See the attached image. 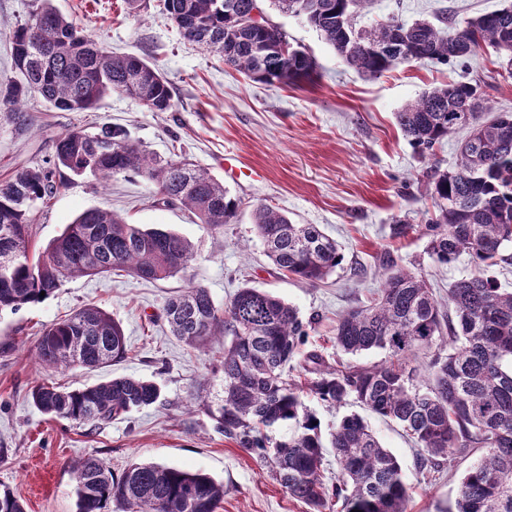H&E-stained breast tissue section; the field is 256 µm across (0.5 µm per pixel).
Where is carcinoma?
I'll use <instances>...</instances> for the list:
<instances>
[{
  "label": "carcinoma",
  "mask_w": 512,
  "mask_h": 512,
  "mask_svg": "<svg viewBox=\"0 0 512 512\" xmlns=\"http://www.w3.org/2000/svg\"><path fill=\"white\" fill-rule=\"evenodd\" d=\"M280 11L302 16L337 54L364 75L377 77L421 61L469 58L485 46L512 66V3L467 19L394 18L366 29L353 18L369 0H271ZM258 0H165L183 37L215 52L224 64L254 82L294 85L317 74L315 60L288 43L275 26L252 24ZM20 79L0 83V102L12 121L29 125L19 107L41 96L64 112H85L116 92L152 112L174 103L163 72L132 54L116 55L83 34L52 0H35L14 33ZM480 84L448 83L423 92L396 113L420 153L462 128L454 167L431 173L430 195L439 215L420 226L428 254L450 264L466 256L476 272L448 287V310L426 280L386 254L378 298L336 321V350L358 355L383 350L376 366L329 363L305 348L314 320L274 293L246 285L224 311L207 288L190 285L173 296L164 316L174 336L196 347L224 335V404L210 411L224 438L247 448L270 469L288 495L308 512H406L409 487L401 465L363 418L344 417L325 441L317 417L302 402L301 388L284 377L294 363L313 375L311 390L333 405L356 401L398 424L417 447L420 470L435 473L450 456L480 457L461 478L455 512H512V291L489 270L512 267V113L483 121ZM64 169L100 183L128 172L155 182L167 202L209 226L228 224L238 204L206 169L163 159L130 140L120 126L75 129L57 137L48 167L15 172L0 183V313L49 298L66 282L112 272L167 280L190 267L194 245L166 229L130 224L103 208L81 212L40 253L30 258L36 203L48 204L56 172ZM253 224L276 270L316 283L343 260L336 241L317 224H297L261 204ZM424 354L417 361V353ZM44 369H91L127 355L124 331L100 306L89 303L47 327L35 347ZM147 379L115 377L97 385L62 387L41 380L31 389L34 406L52 418L98 427L160 400ZM283 427L279 438L269 434ZM336 452L339 473L323 479L324 448ZM76 512H218L224 484L209 474L157 463H133L118 478L100 460L73 466ZM0 512H25L0 489Z\"/></svg>",
  "instance_id": "obj_1"
}]
</instances>
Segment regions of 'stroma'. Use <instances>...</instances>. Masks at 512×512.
Segmentation results:
<instances>
[{
    "mask_svg": "<svg viewBox=\"0 0 512 512\" xmlns=\"http://www.w3.org/2000/svg\"><path fill=\"white\" fill-rule=\"evenodd\" d=\"M505 0H372L358 26L395 17L402 21L448 15L462 21L503 7ZM34 0H0V82L18 78L12 38L27 20ZM76 26L117 54H135L166 75L174 108L151 112L115 93L88 112H61L32 95L21 108L29 128L13 124L0 105V180L15 171L40 168L52 160L54 141L74 128L105 123L123 127L129 137L165 158L205 168L238 203L236 217L222 226L197 223L180 206L165 203L158 186L130 172L98 184L68 176L48 205L34 212L32 243L43 247L65 224L90 208H106L129 223L174 230L197 250L186 273L164 281L136 279L123 272L83 277L66 283L44 302L0 314V486H8L26 512H76L71 464L95 457L121 476L134 462H155L200 470L224 485L220 512H306L273 479L250 451L217 431L207 413L220 402L224 375L223 337L192 348L171 335L163 317L168 299L188 283L207 288L217 308H225L238 288L271 291L316 317L310 340L335 360L331 337L337 316L368 305L382 283L381 259L422 275L439 299L448 286L469 275L468 258L440 264L427 252L418 230L434 215L426 172L450 168L463 132H456L424 156L409 143L395 114L424 91L453 82L480 81L492 112H512V68L492 47L467 62L424 61L377 79L358 74L303 18L278 11L261 0L263 16L289 43L313 57L318 73L298 85L248 81L222 59L188 43L166 16L163 0H146L128 12L124 0H54ZM233 155L262 171L254 183L224 177V157ZM270 205L299 224H317L341 247L344 260L325 281L311 285L278 273L256 236L252 211ZM408 224L396 238L393 224ZM93 302L119 321L128 355L96 370L45 372L33 352L43 330L83 304ZM119 375L157 383L159 403L120 416L98 428L53 419L31 403L36 382L93 385ZM304 404L331 433L343 416L362 415L380 443L398 459L410 488L407 512H453L462 475L472 457L447 462L429 476L419 471L413 442L394 422L355 402L324 404L311 390Z\"/></svg>",
    "mask_w": 512,
    "mask_h": 512,
    "instance_id": "35a3bbf8",
    "label": "stroma"
}]
</instances>
